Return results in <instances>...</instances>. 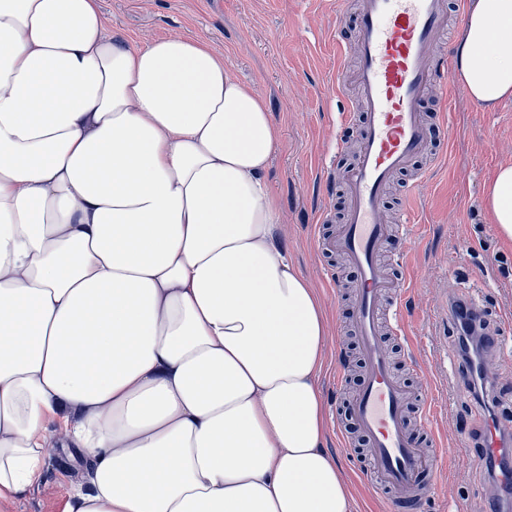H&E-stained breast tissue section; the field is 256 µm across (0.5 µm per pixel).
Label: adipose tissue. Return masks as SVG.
Wrapping results in <instances>:
<instances>
[{
	"label": "adipose tissue",
	"instance_id": "adipose-tissue-1",
	"mask_svg": "<svg viewBox=\"0 0 512 512\" xmlns=\"http://www.w3.org/2000/svg\"><path fill=\"white\" fill-rule=\"evenodd\" d=\"M470 97H512V0H473ZM253 86L97 0H0V502L83 449L63 512H353L324 446L329 323L288 256ZM512 242V164L486 193Z\"/></svg>",
	"mask_w": 512,
	"mask_h": 512
}]
</instances>
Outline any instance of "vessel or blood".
<instances>
[{
  "instance_id": "b4317fda",
  "label": "vessel or blood",
  "mask_w": 512,
  "mask_h": 512,
  "mask_svg": "<svg viewBox=\"0 0 512 512\" xmlns=\"http://www.w3.org/2000/svg\"><path fill=\"white\" fill-rule=\"evenodd\" d=\"M463 25L464 10L449 14L447 0H361L359 40L353 68H338L332 80L346 112L362 117L360 150L342 180L349 205L342 223L318 239L319 250L340 256L357 273L352 288L353 325L363 359V383L350 406L367 448L369 484L389 493L394 512H426L439 476L446 474L448 450L433 429L436 405L414 399L395 376L384 345L383 312L395 313L394 329L406 287L383 263L395 231L384 212L392 178L408 170L433 144L434 127L418 104L436 84H443V108L466 97L450 77V60L439 43L449 23ZM357 94L345 98L347 86ZM418 417L409 420L408 408ZM501 425L488 421L481 448L498 457L504 448Z\"/></svg>"
}]
</instances>
